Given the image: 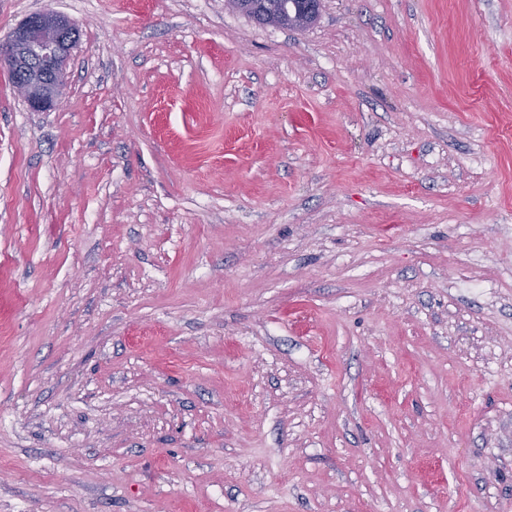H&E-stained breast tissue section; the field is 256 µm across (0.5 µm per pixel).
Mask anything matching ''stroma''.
<instances>
[{
  "label": "stroma",
  "instance_id": "stroma-1",
  "mask_svg": "<svg viewBox=\"0 0 512 512\" xmlns=\"http://www.w3.org/2000/svg\"><path fill=\"white\" fill-rule=\"evenodd\" d=\"M0 512H512V0H0ZM299 0H228V5L249 19L263 25H288V15H294ZM72 27L66 17L46 9L27 16L0 40V69L8 71L33 111L53 108L60 96Z\"/></svg>",
  "mask_w": 512,
  "mask_h": 512
}]
</instances>
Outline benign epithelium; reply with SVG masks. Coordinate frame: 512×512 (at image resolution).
I'll return each mask as SVG.
<instances>
[{
    "mask_svg": "<svg viewBox=\"0 0 512 512\" xmlns=\"http://www.w3.org/2000/svg\"><path fill=\"white\" fill-rule=\"evenodd\" d=\"M72 27L66 17L46 9L27 16L0 40V69L8 71L18 94L36 112L53 108L60 96Z\"/></svg>",
    "mask_w": 512,
    "mask_h": 512,
    "instance_id": "7a95c632",
    "label": "benign epithelium"
}]
</instances>
